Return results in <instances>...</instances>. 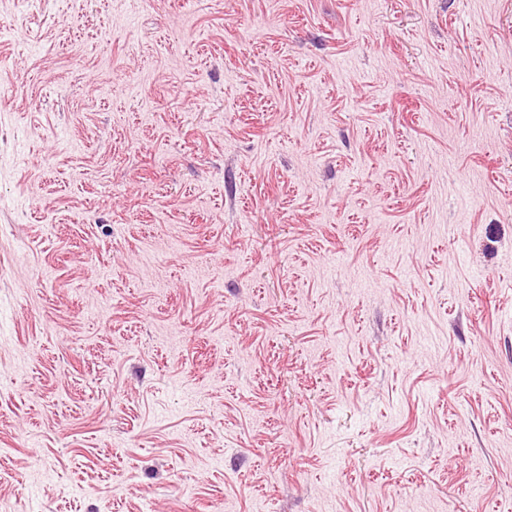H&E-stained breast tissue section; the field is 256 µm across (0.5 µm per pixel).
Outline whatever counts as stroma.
Here are the masks:
<instances>
[{"label":"stroma","mask_w":512,"mask_h":512,"mask_svg":"<svg viewBox=\"0 0 512 512\" xmlns=\"http://www.w3.org/2000/svg\"><path fill=\"white\" fill-rule=\"evenodd\" d=\"M0 25V512H512V0Z\"/></svg>","instance_id":"35a3bbf8"}]
</instances>
